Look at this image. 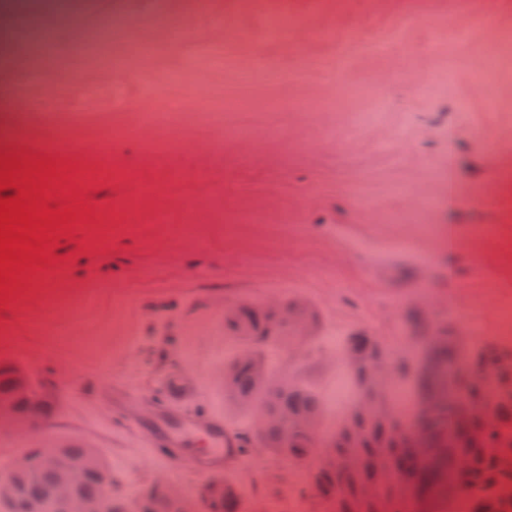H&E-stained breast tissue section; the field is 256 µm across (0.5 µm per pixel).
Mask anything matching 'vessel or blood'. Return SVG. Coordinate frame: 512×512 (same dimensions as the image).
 Returning <instances> with one entry per match:
<instances>
[{
    "label": "vessel or blood",
    "instance_id": "b4317fda",
    "mask_svg": "<svg viewBox=\"0 0 512 512\" xmlns=\"http://www.w3.org/2000/svg\"><path fill=\"white\" fill-rule=\"evenodd\" d=\"M184 397L185 390L181 383L171 382L167 406L160 408L153 420L143 427L147 442L146 458L153 461L175 459L177 450L182 447L186 435L199 434L208 440L211 461L226 466L235 462L244 463V456H228L227 445L233 432L230 427L224 426L221 418L202 420L173 414V405L180 403Z\"/></svg>",
    "mask_w": 512,
    "mask_h": 512
}]
</instances>
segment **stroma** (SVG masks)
I'll use <instances>...</instances> for the list:
<instances>
[{"mask_svg":"<svg viewBox=\"0 0 512 512\" xmlns=\"http://www.w3.org/2000/svg\"><path fill=\"white\" fill-rule=\"evenodd\" d=\"M6 37L0 150L52 158L51 200L86 221L0 303V360L62 398L39 437L0 430V472L77 440L112 495L161 473L196 494L200 436L182 450L195 465L153 463L131 421L171 376L189 380L186 413L241 419L229 305H311L326 396L328 337L399 348L414 315L512 349V0H77ZM305 476L262 449L231 473L245 512Z\"/></svg>","mask_w":512,"mask_h":512,"instance_id":"35a3bbf8","label":"stroma"}]
</instances>
